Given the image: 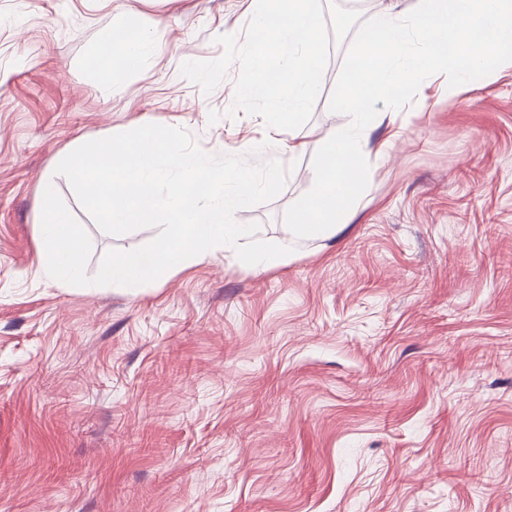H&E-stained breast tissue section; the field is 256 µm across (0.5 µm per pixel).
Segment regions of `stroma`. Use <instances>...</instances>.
I'll list each match as a JSON object with an SVG mask.
<instances>
[{
  "instance_id": "obj_1",
  "label": "stroma",
  "mask_w": 512,
  "mask_h": 512,
  "mask_svg": "<svg viewBox=\"0 0 512 512\" xmlns=\"http://www.w3.org/2000/svg\"><path fill=\"white\" fill-rule=\"evenodd\" d=\"M329 33L306 124L232 113L180 74L243 35L254 0H0V512H512V64L449 94L428 77L362 137L369 184L327 239L256 271L223 250L137 292L65 286L41 264L39 186L76 143L150 122L206 153L290 166L240 209L287 237L358 26L419 0H321ZM137 28L159 51L92 59ZM106 252L156 229L104 233Z\"/></svg>"
}]
</instances>
